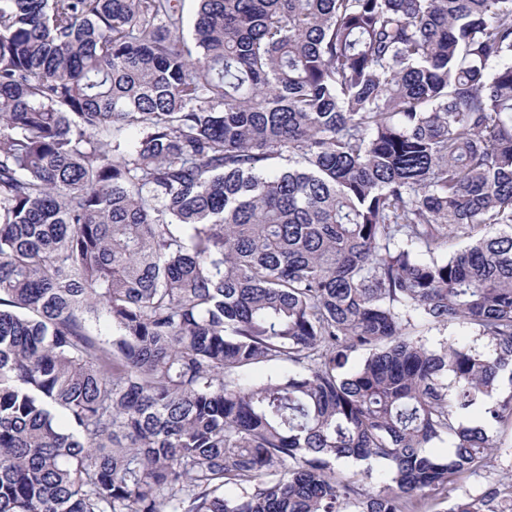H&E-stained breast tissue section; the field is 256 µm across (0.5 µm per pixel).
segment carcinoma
<instances>
[{
	"instance_id": "1",
	"label": "carcinoma",
	"mask_w": 512,
	"mask_h": 512,
	"mask_svg": "<svg viewBox=\"0 0 512 512\" xmlns=\"http://www.w3.org/2000/svg\"><path fill=\"white\" fill-rule=\"evenodd\" d=\"M184 2L0 0V512H416L512 424V0ZM424 336H420L423 342L430 348H439L443 343L456 345L475 346L481 350H487V341L477 336L473 328L466 324L453 323L448 327H433L424 330ZM288 369L293 370L295 367L288 362L279 363L277 365L258 363L240 372V378L247 381L259 382L276 374L284 373L288 371Z\"/></svg>"
}]
</instances>
